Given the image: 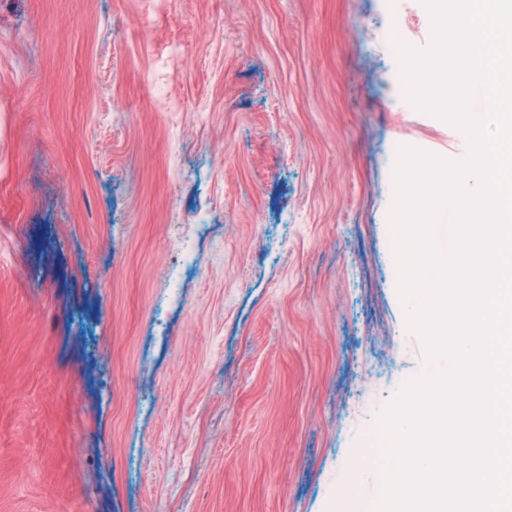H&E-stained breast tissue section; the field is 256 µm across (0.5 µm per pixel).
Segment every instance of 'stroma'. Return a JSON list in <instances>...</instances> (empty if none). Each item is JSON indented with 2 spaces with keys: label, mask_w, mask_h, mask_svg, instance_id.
<instances>
[{
  "label": "stroma",
  "mask_w": 512,
  "mask_h": 512,
  "mask_svg": "<svg viewBox=\"0 0 512 512\" xmlns=\"http://www.w3.org/2000/svg\"><path fill=\"white\" fill-rule=\"evenodd\" d=\"M391 32L430 46L422 0H0V512H350L449 366L404 317L396 155L469 148Z\"/></svg>",
  "instance_id": "stroma-1"
}]
</instances>
